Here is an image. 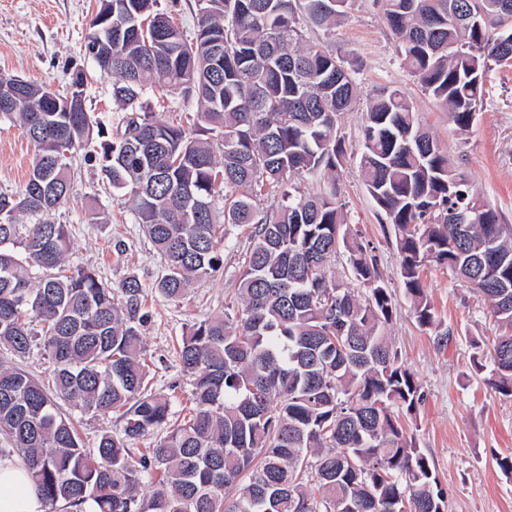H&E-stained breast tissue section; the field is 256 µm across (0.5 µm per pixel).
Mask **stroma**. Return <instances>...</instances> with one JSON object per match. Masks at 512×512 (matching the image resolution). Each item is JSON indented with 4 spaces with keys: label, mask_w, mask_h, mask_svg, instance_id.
Instances as JSON below:
<instances>
[{
    "label": "stroma",
    "mask_w": 512,
    "mask_h": 512,
    "mask_svg": "<svg viewBox=\"0 0 512 512\" xmlns=\"http://www.w3.org/2000/svg\"><path fill=\"white\" fill-rule=\"evenodd\" d=\"M97 8V0H0V74L47 83L63 93L73 75L83 73L85 108L110 140L121 130V115L112 101V79L85 52ZM306 36L327 41L341 53L357 85L358 100L336 127L344 147L336 175L338 201L347 224L372 247L381 277L392 292L396 310L385 334L426 395L415 419L408 422L409 431L447 492V512H512V475L502 473L496 462L497 457L512 455V398L487 383L494 368L489 352L494 319L489 307L447 267L428 264L424 288L438 319L453 332L447 349L437 347L432 333L414 317L400 275L394 227L386 223L360 171L366 107L382 92L399 89L450 162L498 209L503 223L512 225V66L495 65L488 71L476 119L462 134L411 76L380 0H349L346 16L334 30H310ZM34 154L24 131L0 117L1 192L22 190ZM101 165L99 141L75 154L70 199L54 212L53 219L71 228L72 264L94 267L115 290L129 274L140 279L150 314L141 329L151 365L149 386L171 393L178 413L187 402L190 384L174 348L191 324L223 312L224 298L237 286L252 241L247 230H232L218 246V271L193 285L184 300H163L153 289L163 273L161 258L135 223L127 196L103 184ZM93 210L101 212L103 225L89 223ZM119 240L125 252L115 251ZM59 410L73 420L90 448L100 434L121 429L115 412L85 415L64 402Z\"/></svg>",
    "instance_id": "stroma-1"
}]
</instances>
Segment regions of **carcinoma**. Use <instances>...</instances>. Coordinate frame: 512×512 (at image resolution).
Wrapping results in <instances>:
<instances>
[{
	"label": "carcinoma",
	"instance_id": "obj_1",
	"mask_svg": "<svg viewBox=\"0 0 512 512\" xmlns=\"http://www.w3.org/2000/svg\"><path fill=\"white\" fill-rule=\"evenodd\" d=\"M348 2L195 0L188 37L161 0H112L122 37L95 62L125 118L101 144V171L164 259L155 291L178 302L211 277L228 226L253 242L224 313L182 335L191 406L175 421L171 397L148 387L139 278L115 300L95 270L69 264L68 225L48 219L69 200L72 154L102 128L55 111L48 84L20 80V106L3 116L35 157L23 189L0 192V348L39 349L51 376L0 365V455L25 463L48 512H445L447 493L401 421L424 393L385 334L391 292L336 201V125L356 85L338 52L304 34L335 29ZM382 7L411 75L469 130L491 64L512 62V0ZM152 97L195 106L194 130L156 118ZM360 166L395 228L419 326L448 346L421 282L433 261L487 301L491 386L512 397V226L398 89L368 106ZM319 170L328 189L261 202L264 187ZM341 255L363 294L328 278ZM59 399L85 414L121 411V432L86 448ZM155 434L153 447L132 448Z\"/></svg>",
	"mask_w": 512,
	"mask_h": 512
}]
</instances>
